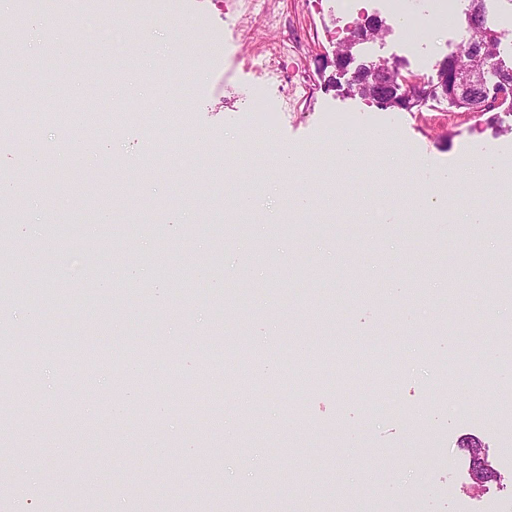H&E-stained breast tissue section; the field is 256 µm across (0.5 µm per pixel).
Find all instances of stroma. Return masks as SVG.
<instances>
[{
  "label": "stroma",
  "mask_w": 512,
  "mask_h": 512,
  "mask_svg": "<svg viewBox=\"0 0 512 512\" xmlns=\"http://www.w3.org/2000/svg\"><path fill=\"white\" fill-rule=\"evenodd\" d=\"M247 3L19 0L16 14L63 22L79 44L80 59L65 65L53 44L16 26V14L0 16V31L27 49L13 116L57 112L63 99H118L127 116L102 126L96 142L76 143L83 158L68 164L57 156L61 131L40 125L42 161L25 173L37 190L0 234L10 242L0 248V334L31 351L54 336L124 358L144 337L161 353L178 349L185 379L208 349L236 337L229 364L257 376L255 388L225 392L200 413L184 408L179 390L147 387V372L117 391L103 370L86 395L81 373L50 360L28 384L0 385V512H315L318 503L344 512L352 487L386 488L397 512H483L492 496L512 512V418L487 409L498 373L486 366L452 400L442 367L512 337V223L464 219L473 209L497 214L503 189L488 181L449 201L451 228L423 214L385 221L411 205L395 155L426 177L465 171L478 157L512 169V112L444 102L382 110L318 71L375 18L386 32L354 46L356 63L432 75L463 42L459 23L410 40L384 0H259L242 25ZM172 19L185 23L174 43ZM146 31L160 45L148 63L135 52ZM188 70L197 80L186 134L175 159L156 156ZM264 78L278 106L265 119L248 102ZM374 128L381 140L337 158V135ZM288 150L302 154L303 172L271 180L275 153ZM133 161L142 180L127 168ZM241 195L252 197V213L225 223V206ZM290 196L317 208L289 215ZM89 202L110 222L78 219ZM93 244L111 261L87 266L75 286L69 267ZM302 352L320 372L292 394L280 385L282 366ZM344 353L355 366L342 374L334 360ZM375 354L399 366L388 387L356 366ZM467 437L485 445L499 474L480 490L460 447ZM89 448L99 470L85 465Z\"/></svg>",
  "instance_id": "stroma-1"
}]
</instances>
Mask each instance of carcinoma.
I'll use <instances>...</instances> for the list:
<instances>
[{"label":"carcinoma","mask_w":512,"mask_h":512,"mask_svg":"<svg viewBox=\"0 0 512 512\" xmlns=\"http://www.w3.org/2000/svg\"><path fill=\"white\" fill-rule=\"evenodd\" d=\"M486 2L468 0V8L460 19L466 40L458 50L436 63L438 78L405 75L396 65L391 78L381 79L375 72V64H361L356 67L354 78L347 81V91L383 109L419 111L445 100L453 107L471 112H490L503 106L512 112V65H506L500 58V37L488 15ZM381 32V22L376 19L356 26L337 47L333 62L335 74L329 76L328 82L341 86V77L354 61V46ZM411 77L417 83L408 94L403 85Z\"/></svg>","instance_id":"cac0c4a2"}]
</instances>
